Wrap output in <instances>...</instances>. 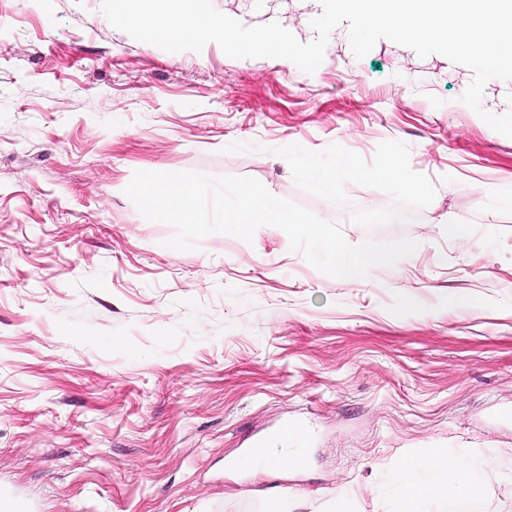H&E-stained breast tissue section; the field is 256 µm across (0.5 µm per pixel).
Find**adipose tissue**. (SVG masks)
I'll return each mask as SVG.
<instances>
[{"instance_id":"obj_1","label":"adipose tissue","mask_w":512,"mask_h":512,"mask_svg":"<svg viewBox=\"0 0 512 512\" xmlns=\"http://www.w3.org/2000/svg\"><path fill=\"white\" fill-rule=\"evenodd\" d=\"M481 484L482 473L469 453L437 448L401 464L389 483V512H424L425 503L433 498H471Z\"/></svg>"}]
</instances>
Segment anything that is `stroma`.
<instances>
[{"instance_id": "obj_1", "label": "stroma", "mask_w": 512, "mask_h": 512, "mask_svg": "<svg viewBox=\"0 0 512 512\" xmlns=\"http://www.w3.org/2000/svg\"><path fill=\"white\" fill-rule=\"evenodd\" d=\"M212 2L304 43L323 12ZM471 78L387 39L355 58L343 26L309 75L214 43L164 51L101 0H0V495L35 512H263L273 486L297 512H384L402 460L494 448L477 496L428 509L512 512V208L497 201L512 138L461 103ZM302 148L323 174L344 155L361 173L325 195ZM388 158L398 179L375 175ZM137 170L251 176L348 243L418 248L358 285L270 225L174 252V228L124 193ZM287 420L307 426L300 468H234Z\"/></svg>"}]
</instances>
